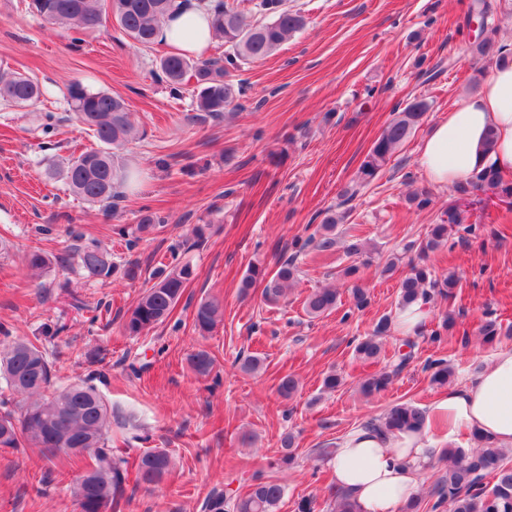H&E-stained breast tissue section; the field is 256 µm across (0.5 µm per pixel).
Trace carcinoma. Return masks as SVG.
Segmentation results:
<instances>
[{
  "label": "carcinoma",
  "instance_id": "1",
  "mask_svg": "<svg viewBox=\"0 0 512 512\" xmlns=\"http://www.w3.org/2000/svg\"><path fill=\"white\" fill-rule=\"evenodd\" d=\"M188 0H111V10L121 30L135 42L149 46L155 42L159 22L168 21ZM211 16L212 37L228 44L222 59L191 61L172 53L160 59L158 77L173 93L180 92L186 75L196 83V110L213 119L240 106L245 89L242 83L227 80L242 61H255L272 55L294 33L306 25L305 17L285 7L284 0H257L245 11L225 0H199ZM27 9L52 25L76 34L93 30L101 20V0H28ZM498 26L488 23L484 36L473 45V54L497 64L512 62V52L498 39ZM42 96L39 83L19 72L0 71V99L20 107L35 106ZM75 119L99 142V147L81 152L69 159L58 174L77 197L105 208L112 207L118 197L117 187L137 180V171L119 160V151L134 138V127L125 102L108 92L95 91L77 81L67 87ZM431 103L415 98L383 129L374 141L358 171L359 183L372 182L409 138ZM475 191L499 192L512 196V184L488 163L455 185V193L463 198ZM447 218L430 225L416 247L418 260L409 262V270L399 284L401 308L429 302L433 295L453 297L458 278L453 275L436 277L426 257L448 243L453 227L462 223L458 209L448 207ZM345 216L327 212L322 224L304 242L294 245L296 253L313 246L328 251L335 244L333 232ZM159 218L145 208L134 228L121 231L130 237L129 246L158 233ZM78 266L88 275L107 278L113 271L109 253L95 242L82 244L62 257L50 259L39 250L27 255L26 266L31 277L42 278L52 271L53 264ZM294 261L282 263L270 273L252 267L243 279L242 288L262 286V295L276 304L288 296L295 280ZM194 275L187 263L153 276L154 283L126 311L123 330L129 336H141L164 323L172 314ZM338 295L334 288H321L310 293L304 310L311 318H319L336 309ZM223 321V306L215 298L204 300L196 308L194 327L200 333H211ZM392 317L379 319L373 334L355 345V355L363 361L379 357L381 338L390 331ZM478 334L483 342L494 343L509 335L498 319L489 315L482 320ZM401 354L390 368L360 381V391L366 396L388 388L414 359V345ZM192 371L208 376L215 360L210 352L200 349L191 354ZM431 383L446 386L454 375L453 368L443 359L428 362ZM52 362L43 348L27 339H17L0 347V448H37L52 462L43 482L52 481L54 467L74 471L76 497L81 512H121L128 495V471L125 460L112 452L110 432L117 415L112 406L91 385H72L47 392L51 382ZM427 423L426 411L412 403H399L377 418V426L392 433L422 430ZM471 440L475 448H451L441 453L448 462L435 480L432 494L437 497L432 508L448 505V512H512V459L508 450L494 448L477 434ZM70 448H87L86 454H73ZM296 459L293 437L282 439V451L275 465L290 466ZM174 469V461L163 449L147 451L140 456L137 484L150 487L162 481ZM284 487L274 479L260 476L252 479L243 494H232L223 488L213 489L203 500L201 512H278ZM330 512H358L356 502L343 490L329 488Z\"/></svg>",
  "mask_w": 512,
  "mask_h": 512
}]
</instances>
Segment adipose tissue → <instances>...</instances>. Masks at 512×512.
<instances>
[{
	"mask_svg": "<svg viewBox=\"0 0 512 512\" xmlns=\"http://www.w3.org/2000/svg\"><path fill=\"white\" fill-rule=\"evenodd\" d=\"M160 36L177 53L199 54L211 38L209 18L201 9L190 10L168 21ZM489 137L494 147L488 152ZM489 162L512 171V64L495 66L476 95L434 124L419 156L428 179L441 186ZM429 414L438 434L389 435L361 426L342 438L329 465L359 512H404L418 492L430 450L451 445L460 429L512 449V349L496 351L482 372L448 388L432 401Z\"/></svg>",
	"mask_w": 512,
	"mask_h": 512,
	"instance_id": "1",
	"label": "adipose tissue"
}]
</instances>
